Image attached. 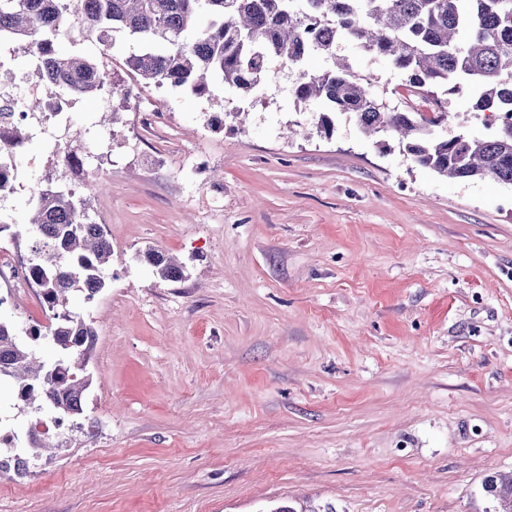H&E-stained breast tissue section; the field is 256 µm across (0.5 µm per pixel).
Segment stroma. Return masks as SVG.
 Segmentation results:
<instances>
[{
	"label": "stroma",
	"instance_id": "obj_1",
	"mask_svg": "<svg viewBox=\"0 0 512 512\" xmlns=\"http://www.w3.org/2000/svg\"><path fill=\"white\" fill-rule=\"evenodd\" d=\"M339 52L402 107L397 70ZM272 70L249 104L220 84L113 96L85 195L112 275L68 294L97 331L84 413L0 474V512H485L483 479L512 470V186L413 167L344 115L317 133ZM299 120L313 135L288 137ZM484 121L449 96L445 133ZM69 139L25 138L1 217L25 221L35 158ZM51 418L0 391V428ZM138 258L140 261L151 265L156 270V273L163 279L177 280L182 278V269L157 250H146L142 255H139Z\"/></svg>",
	"mask_w": 512,
	"mask_h": 512
}]
</instances>
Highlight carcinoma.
Returning a JSON list of instances; mask_svg holds the SVG:
<instances>
[{
	"instance_id": "carcinoma-1",
	"label": "carcinoma",
	"mask_w": 512,
	"mask_h": 512,
	"mask_svg": "<svg viewBox=\"0 0 512 512\" xmlns=\"http://www.w3.org/2000/svg\"><path fill=\"white\" fill-rule=\"evenodd\" d=\"M68 23L96 39L97 57L58 48L57 32ZM115 33L135 45L124 58L135 79L198 97L216 81L250 97L267 81L270 65L280 62L295 72L296 102L320 105V128L330 127L329 114H348L380 144L398 140L415 167L512 185V130L503 129L504 118L512 117V0H0V38L38 57L50 88L65 98L117 92L110 80ZM344 40L402 73L403 109L379 102L370 80L340 58ZM314 56L329 65L310 71L307 61ZM466 88L476 110L492 113L490 131L447 137L439 132L447 113L430 115L419 106L440 104L442 96ZM81 164L77 147L65 146L55 165L61 174L32 191V216L20 225L32 240L30 274L49 319L31 336L50 339L58 359L41 360L36 347L0 320V381L12 382L25 405L70 420L83 415L97 333L67 308V294L80 285L94 298L106 287L112 257L103 225L87 221L84 199L70 188L68 175ZM139 260L163 279L183 275L157 250ZM52 446L62 443L52 445L31 429L24 445L0 453V472L25 475L28 460ZM482 491L495 512H512V472L486 477Z\"/></svg>"
}]
</instances>
